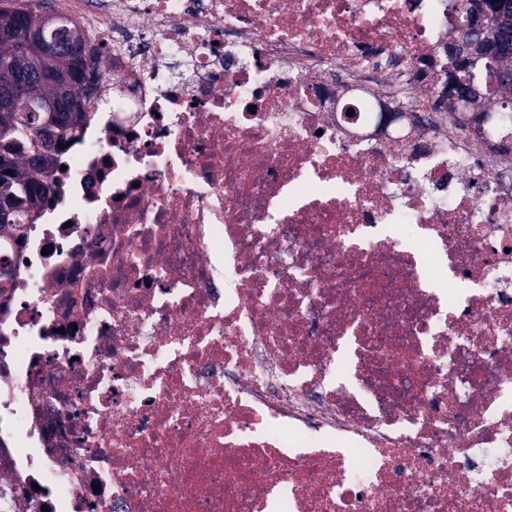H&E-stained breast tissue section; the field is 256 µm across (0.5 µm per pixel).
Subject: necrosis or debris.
I'll list each match as a JSON object with an SVG mask.
<instances>
[{
	"mask_svg": "<svg viewBox=\"0 0 512 512\" xmlns=\"http://www.w3.org/2000/svg\"><path fill=\"white\" fill-rule=\"evenodd\" d=\"M454 5L57 0L107 109L0 241V512H512V171L436 110Z\"/></svg>",
	"mask_w": 512,
	"mask_h": 512,
	"instance_id": "4bbe7bcc",
	"label": "necrosis or debris"
}]
</instances>
